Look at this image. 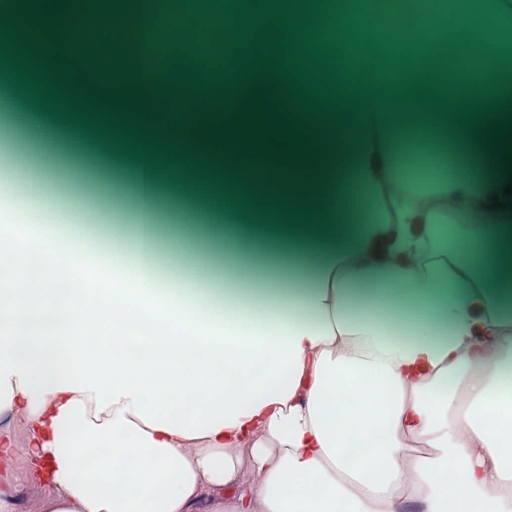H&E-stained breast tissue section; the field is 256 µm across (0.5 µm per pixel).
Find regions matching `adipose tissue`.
Returning <instances> with one entry per match:
<instances>
[{
    "label": "adipose tissue",
    "instance_id": "1",
    "mask_svg": "<svg viewBox=\"0 0 512 512\" xmlns=\"http://www.w3.org/2000/svg\"><path fill=\"white\" fill-rule=\"evenodd\" d=\"M413 24L390 16L407 52ZM471 73L421 79L459 100L512 90V0H445ZM466 130L415 103L373 100L360 119L301 114L290 166L240 154L237 176L288 178L294 224L245 228L224 205V285L160 267L197 238H162L160 172L137 166L133 233L82 244V227L8 206L0 240V512H512V122ZM489 145L478 167L426 158L394 133ZM355 163L352 199L335 186ZM317 230H307V222Z\"/></svg>",
    "mask_w": 512,
    "mask_h": 512
}]
</instances>
